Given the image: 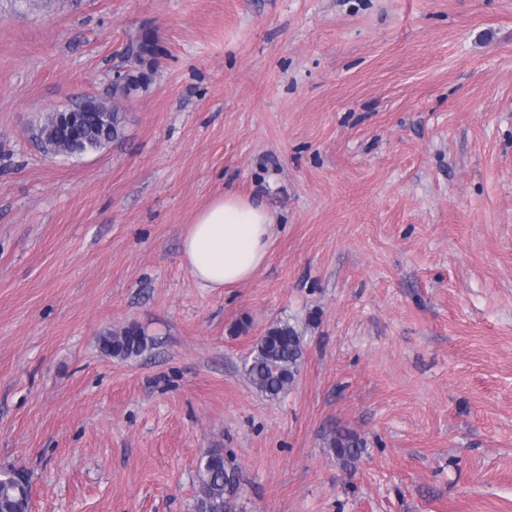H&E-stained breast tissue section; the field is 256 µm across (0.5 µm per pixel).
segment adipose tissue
Listing matches in <instances>:
<instances>
[{"label":"adipose tissue","mask_w":512,"mask_h":512,"mask_svg":"<svg viewBox=\"0 0 512 512\" xmlns=\"http://www.w3.org/2000/svg\"><path fill=\"white\" fill-rule=\"evenodd\" d=\"M274 218L264 202L229 189L199 211L181 242V258L204 288L253 278L265 264Z\"/></svg>","instance_id":"obj_1"}]
</instances>
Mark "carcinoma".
Here are the masks:
<instances>
[{"mask_svg": "<svg viewBox=\"0 0 512 512\" xmlns=\"http://www.w3.org/2000/svg\"><path fill=\"white\" fill-rule=\"evenodd\" d=\"M157 41L153 34L144 32L131 39L126 47V57H138V50L146 48L156 53ZM140 58V57H138ZM146 58L131 72L133 80L146 86L152 80V69L144 68ZM130 98L126 87L112 84V103L97 101L94 110L87 113L81 136L85 151L100 149L121 139L126 123V112L120 102ZM36 137L46 152L60 155L73 149L69 136L58 130L53 114H47L39 127ZM103 350L114 357L129 359L143 353L147 346L145 331L130 326L112 336L101 339ZM303 358V336L289 323H277L261 336L254 347L253 356L245 365V373L251 385L270 399H277L293 385ZM336 457L345 463L358 458L363 441L350 432L338 431L332 440ZM200 491L193 506V512H226L229 495L232 492L233 476L230 475L224 453L211 448L202 454L198 466ZM28 484L0 474V507L8 512H26Z\"/></svg>", "mask_w": 512, "mask_h": 512, "instance_id": "obj_1", "label": "carcinoma"}]
</instances>
